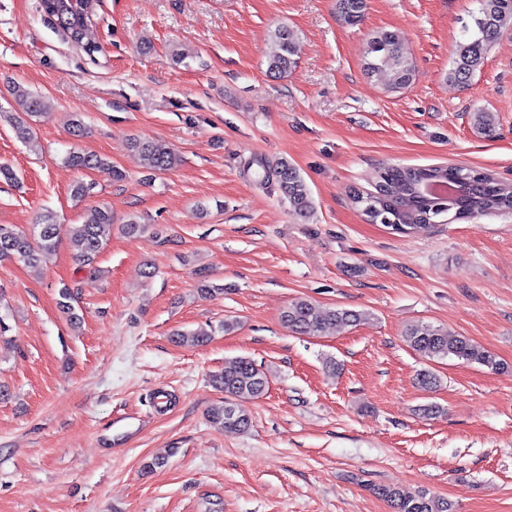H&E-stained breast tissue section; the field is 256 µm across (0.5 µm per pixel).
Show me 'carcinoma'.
Wrapping results in <instances>:
<instances>
[{
  "instance_id": "obj_1",
  "label": "carcinoma",
  "mask_w": 512,
  "mask_h": 512,
  "mask_svg": "<svg viewBox=\"0 0 512 512\" xmlns=\"http://www.w3.org/2000/svg\"><path fill=\"white\" fill-rule=\"evenodd\" d=\"M477 8L471 12L470 21L461 27V39L454 45L452 65L448 80L465 84L480 69L488 49L499 37L512 32V0H475ZM98 0H88L85 13L78 16L71 12L67 0H55L42 5L50 22L89 55L98 47L84 41L86 31L96 15ZM339 19L347 25L361 22L365 0H337ZM299 54L297 34L285 25L270 32L267 52V73L272 77L287 75L296 67ZM367 75H385L388 91L398 92L407 88L415 78V69L404 55L399 32L380 29L368 35L364 59ZM13 99L23 107V115L9 111L0 112V118L12 127L15 136L29 147L36 143V136L28 119L44 111V103L27 88L15 85ZM474 126L483 134H490L496 126L491 112L474 113ZM131 147L138 152L146 169L153 172L167 171L177 163L176 154L165 144L154 140H135ZM65 162L75 169L102 172L119 180L122 173L111 162L90 153L71 152ZM264 179H275L281 198L288 202L290 211L302 218L314 208L313 198L305 180L286 161L262 174ZM352 202L363 211L372 224H383L390 229L401 227L403 233L419 231L433 224L443 214L451 219H467L476 212L480 216L501 211H512V184L496 179L493 174L463 166H432L428 168L390 166L384 168L372 192H356ZM112 231V210L99 208L94 218L86 224L56 223L50 212L40 215L38 223L29 231L11 224H0V260H16L28 267L40 265L43 257L54 251L61 234H66L74 257L83 266H93L104 250ZM59 305L70 321L77 323L80 316L71 304L70 289L62 287ZM365 313L344 308L320 311L306 299L290 303L282 312L284 325L300 335L316 336L326 331L329 324H354ZM404 341L414 351L430 360L456 358L474 363L489 370L501 369V362L489 350L465 336H455L446 329L417 322L406 327ZM212 382L224 392V405L213 414L229 432H243L250 426V419L238 407L236 400L258 398L268 388L267 374L248 357H238L224 364V370L213 375ZM375 494L390 503L394 512H456L453 502L437 497L425 490L409 494L390 485L373 487Z\"/></svg>"
}]
</instances>
